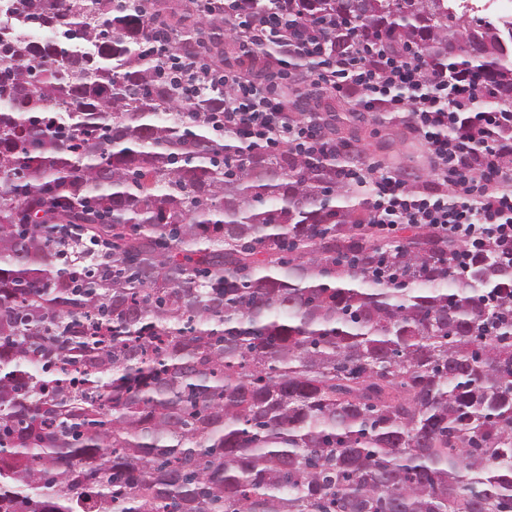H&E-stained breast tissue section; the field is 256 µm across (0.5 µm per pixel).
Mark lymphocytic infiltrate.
Returning a JSON list of instances; mask_svg holds the SVG:
<instances>
[{
	"label": "lymphocytic infiltrate",
	"instance_id": "lymphocytic-infiltrate-1",
	"mask_svg": "<svg viewBox=\"0 0 512 512\" xmlns=\"http://www.w3.org/2000/svg\"><path fill=\"white\" fill-rule=\"evenodd\" d=\"M211 15H229L235 35L248 52L318 60L311 70L313 83L356 96L366 110L385 105L404 112L411 130L427 145L435 179L430 188H410L403 179L373 168L351 171L349 183L371 180L369 212L372 223L387 233L406 224L430 225L460 247L452 261L460 274H469L485 250L493 263L512 268V173L504 165L512 141H488L486 131L510 124L512 114L484 109L475 89L478 74L449 79L429 72L411 56L386 55L378 60L362 56H332L322 35L311 26L295 30L288 20V0H273L262 11L245 8L241 0H204ZM224 103L213 114L225 134L251 143L296 149L321 147L315 120H300L267 84L228 72L222 76Z\"/></svg>",
	"mask_w": 512,
	"mask_h": 512
}]
</instances>
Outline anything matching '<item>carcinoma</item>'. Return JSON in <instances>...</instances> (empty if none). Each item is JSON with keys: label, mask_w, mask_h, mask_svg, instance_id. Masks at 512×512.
Segmentation results:
<instances>
[{"label": "carcinoma", "mask_w": 512, "mask_h": 512, "mask_svg": "<svg viewBox=\"0 0 512 512\" xmlns=\"http://www.w3.org/2000/svg\"><path fill=\"white\" fill-rule=\"evenodd\" d=\"M290 2L512 113V20ZM18 3L52 36L0 40V512H512V280L370 223L346 180L376 116L293 83L325 148L220 138L211 64L144 46L256 67L225 21Z\"/></svg>", "instance_id": "1"}]
</instances>
